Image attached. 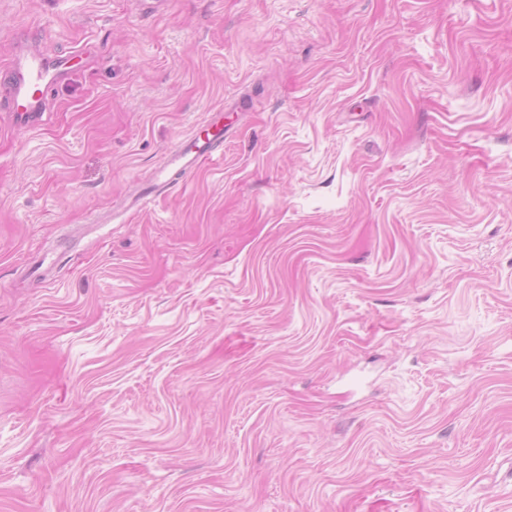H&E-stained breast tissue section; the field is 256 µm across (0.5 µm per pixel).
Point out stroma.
Returning <instances> with one entry per match:
<instances>
[{
	"instance_id": "1",
	"label": "stroma",
	"mask_w": 512,
	"mask_h": 512,
	"mask_svg": "<svg viewBox=\"0 0 512 512\" xmlns=\"http://www.w3.org/2000/svg\"><path fill=\"white\" fill-rule=\"evenodd\" d=\"M25 49L0 512H512V0H0ZM64 65L61 59L52 69L34 54L16 60L12 64V79L0 83V112H10L20 122H29L40 112L49 89L58 80L55 71ZM224 142V112H209L197 131L170 149L166 162L156 168L151 177V191L170 190L186 181L209 162L217 160L216 149ZM149 194L133 195L128 201L130 209H139Z\"/></svg>"
}]
</instances>
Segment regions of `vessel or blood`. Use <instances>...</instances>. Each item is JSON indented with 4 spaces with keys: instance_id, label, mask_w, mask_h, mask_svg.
I'll list each match as a JSON object with an SVG mask.
<instances>
[{
    "instance_id": "1",
    "label": "vessel or blood",
    "mask_w": 512,
    "mask_h": 512,
    "mask_svg": "<svg viewBox=\"0 0 512 512\" xmlns=\"http://www.w3.org/2000/svg\"><path fill=\"white\" fill-rule=\"evenodd\" d=\"M12 71L11 80L0 83V112L12 113L17 120L27 122L39 112L58 75L34 54L16 60ZM223 140L224 113L217 110L209 113L190 137L170 149L166 162L152 174L153 189H172L202 166L215 161L216 149Z\"/></svg>"
}]
</instances>
